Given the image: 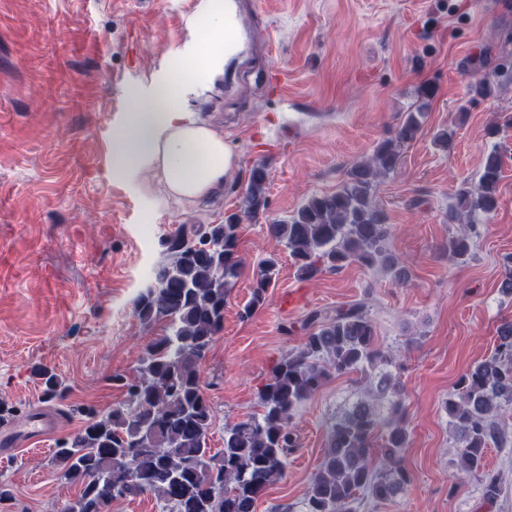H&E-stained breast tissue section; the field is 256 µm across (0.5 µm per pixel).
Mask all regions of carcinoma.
Returning <instances> with one entry per match:
<instances>
[{
    "label": "carcinoma",
    "mask_w": 512,
    "mask_h": 512,
    "mask_svg": "<svg viewBox=\"0 0 512 512\" xmlns=\"http://www.w3.org/2000/svg\"><path fill=\"white\" fill-rule=\"evenodd\" d=\"M423 116L420 107L408 113L394 138L355 164L336 191L312 196L291 218L267 225L301 278L383 262L402 275L386 252L388 224L375 190L397 167L400 148L417 138ZM501 169L502 157L493 150L477 183L456 192L450 215L465 224L448 240L452 259L462 262L470 255L481 219L497 208ZM266 180L265 168L253 167L243 196L245 215L266 208ZM240 230V217L232 214L222 224L184 226L168 239V259L134 300L138 319L145 325L166 322L167 334L146 347L134 378L112 377L125 389V400L108 411L88 410L85 426L53 449L58 479L79 487L62 512H107L114 501L144 495L162 502V512H254L259 496L285 475L289 454L300 447L292 424L296 408L332 374L359 373L362 389L329 426L302 512H358L359 496L386 501L410 484L402 459L408 430L402 390L390 370L393 358L377 346L374 325L359 305L312 314L302 345L284 355L258 389L259 411L225 425L224 448L212 451L215 414L200 369L224 328L226 299L241 276ZM278 275L277 258L259 264L244 315L264 304ZM35 374L45 401L66 400L67 387L55 373L38 368ZM384 402L390 409L386 417L380 411ZM507 407L511 320L499 326L493 353L461 375L445 404L459 470L478 477L483 499L491 504L501 496L502 482L486 468L485 456L492 446H512V435L499 421Z\"/></svg>",
    "instance_id": "obj_1"
}]
</instances>
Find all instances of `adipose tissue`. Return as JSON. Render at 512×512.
<instances>
[{
	"label": "adipose tissue",
	"instance_id": "1",
	"mask_svg": "<svg viewBox=\"0 0 512 512\" xmlns=\"http://www.w3.org/2000/svg\"><path fill=\"white\" fill-rule=\"evenodd\" d=\"M181 85L180 78H172L145 106L128 114L112 139V171L123 179L159 184L191 209L223 187L238 157L222 128L187 109Z\"/></svg>",
	"mask_w": 512,
	"mask_h": 512
}]
</instances>
